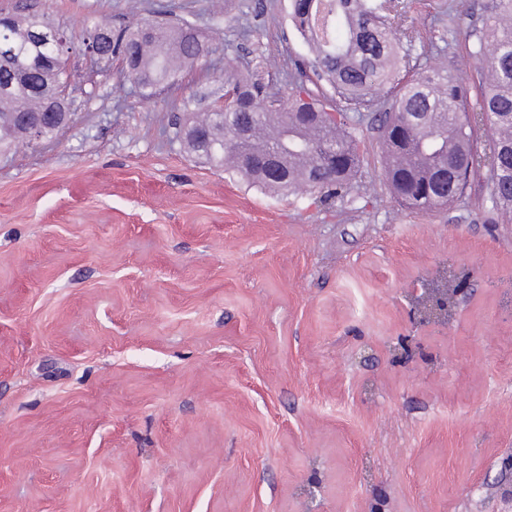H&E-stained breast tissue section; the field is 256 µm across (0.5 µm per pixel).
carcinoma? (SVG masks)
<instances>
[{
	"label": "carcinoma",
	"mask_w": 512,
	"mask_h": 512,
	"mask_svg": "<svg viewBox=\"0 0 512 512\" xmlns=\"http://www.w3.org/2000/svg\"><path fill=\"white\" fill-rule=\"evenodd\" d=\"M291 20L307 43L312 87L300 84L288 95V116L267 106L262 86L236 81L225 87L224 108L187 118L181 139L200 154L196 137L208 131L216 143L205 160L230 168L273 192L320 190L341 195L360 171L358 140L349 113L381 105L385 178L401 205L426 210L451 204L464 194L481 165L497 217L512 223V0H492V17L468 55L474 70L453 75L435 67L401 69L405 57L387 15V0H295ZM153 33L139 27L115 33L108 50L131 61L128 80L141 89L173 80L200 58L206 38L186 22L150 19ZM50 21L42 13L14 19L0 28V146L27 135L18 113L43 111L57 84L66 79L63 62H49L53 49L32 38ZM302 112H317L309 122ZM246 120L245 144L234 141L231 125ZM485 140L478 152L479 140ZM336 146V175L323 178L320 151ZM279 152L284 177L265 175L262 159ZM254 163L244 165L241 154Z\"/></svg>",
	"instance_id": "cac0c4a2"
}]
</instances>
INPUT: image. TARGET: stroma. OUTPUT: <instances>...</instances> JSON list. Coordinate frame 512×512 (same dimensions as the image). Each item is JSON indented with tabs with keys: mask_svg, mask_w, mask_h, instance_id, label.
Segmentation results:
<instances>
[{
	"mask_svg": "<svg viewBox=\"0 0 512 512\" xmlns=\"http://www.w3.org/2000/svg\"><path fill=\"white\" fill-rule=\"evenodd\" d=\"M489 0H396L424 66L471 70ZM67 34L173 13L211 53L141 90L74 45L55 138L0 150V512H512V224L477 177L401 207L379 114L341 196L188 152L187 114L307 51L289 0H0ZM453 267L455 313L423 323Z\"/></svg>",
	"mask_w": 512,
	"mask_h": 512,
	"instance_id": "35a3bbf8",
	"label": "stroma"
}]
</instances>
